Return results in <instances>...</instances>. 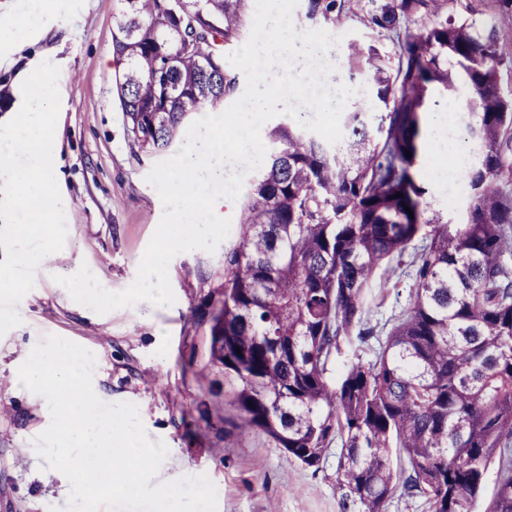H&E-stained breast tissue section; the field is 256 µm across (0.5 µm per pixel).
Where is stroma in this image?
<instances>
[{
    "label": "stroma",
    "mask_w": 512,
    "mask_h": 512,
    "mask_svg": "<svg viewBox=\"0 0 512 512\" xmlns=\"http://www.w3.org/2000/svg\"><path fill=\"white\" fill-rule=\"evenodd\" d=\"M118 0H0V17H15L20 36L0 42V122L19 111L21 84L42 61L60 69L61 106L55 128V178L68 198L64 259L37 268L20 301L21 325L0 336V379L17 372L28 352L54 334L92 352L93 381L105 402L139 408L151 441H164L186 474L207 475L217 512H341L335 453L319 468L288 457L264 435L241 433L224 372L211 363V309L222 297L224 252L194 250L168 268L176 302H141L100 315L74 301L56 276L88 265L100 284L121 291L135 279L138 259L163 214L145 177L160 157L133 154L113 74L112 35ZM411 174L427 193L421 220L462 219L468 193L432 178L424 156ZM411 279L375 292L368 326L386 335L407 307ZM48 425L39 400L17 383L0 386V512H49L65 507L68 479L33 445Z\"/></svg>",
    "instance_id": "35a3bbf8"
}]
</instances>
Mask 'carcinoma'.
Listing matches in <instances>:
<instances>
[{
    "label": "carcinoma",
    "mask_w": 512,
    "mask_h": 512,
    "mask_svg": "<svg viewBox=\"0 0 512 512\" xmlns=\"http://www.w3.org/2000/svg\"><path fill=\"white\" fill-rule=\"evenodd\" d=\"M119 2L112 55L127 138L135 153H165L191 116L236 95L224 52L245 38L250 0ZM371 2L359 17L353 0H304L314 24L356 16L396 33L414 13L428 22L398 38L394 66L374 44L349 46V78L366 79L384 112L351 106L335 144L299 125L268 132L224 247L211 362L242 431L307 467L340 444L342 512H384L399 489L426 497L432 512H472L495 462L486 512H512V189L501 184L512 174V95L499 82L512 30L457 19L447 0ZM435 88L461 94L472 118L470 204L455 224L419 223L425 190L410 173ZM404 265L408 307L374 359L358 357L331 380L341 343L372 335V289ZM394 454L409 475L394 469Z\"/></svg>",
    "instance_id": "carcinoma-1"
}]
</instances>
